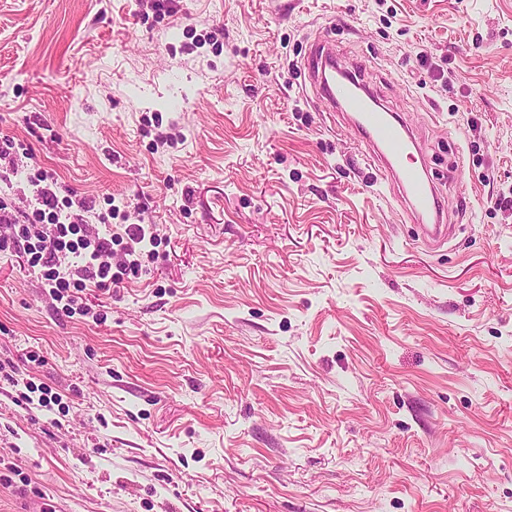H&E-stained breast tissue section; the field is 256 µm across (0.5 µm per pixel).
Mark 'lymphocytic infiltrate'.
<instances>
[{
  "label": "lymphocytic infiltrate",
  "instance_id": "f902f5d3",
  "mask_svg": "<svg viewBox=\"0 0 512 512\" xmlns=\"http://www.w3.org/2000/svg\"><path fill=\"white\" fill-rule=\"evenodd\" d=\"M91 210L90 202L60 199L50 183L38 189L32 211L0 200V251L27 253L31 267L48 282L52 298L70 314L87 284L106 287L115 281L112 240L87 224L84 215ZM66 252L74 257L67 266L61 261Z\"/></svg>",
  "mask_w": 512,
  "mask_h": 512
}]
</instances>
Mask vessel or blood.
Segmentation results:
<instances>
[{"mask_svg":"<svg viewBox=\"0 0 512 512\" xmlns=\"http://www.w3.org/2000/svg\"><path fill=\"white\" fill-rule=\"evenodd\" d=\"M310 66L315 91L332 109L350 114L354 127L371 149L381 179L397 186L422 239L430 244L446 241L448 227L439 193L425 165L414 159L420 147L407 124L369 88L359 86L354 73H337L332 52H316Z\"/></svg>","mask_w":512,"mask_h":512,"instance_id":"1","label":"vessel or blood"}]
</instances>
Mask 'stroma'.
Segmentation results:
<instances>
[{
	"instance_id": "35a3bbf8",
	"label": "stroma",
	"mask_w": 512,
	"mask_h": 512,
	"mask_svg": "<svg viewBox=\"0 0 512 512\" xmlns=\"http://www.w3.org/2000/svg\"><path fill=\"white\" fill-rule=\"evenodd\" d=\"M321 42L413 128L444 247ZM0 150L123 274L70 315L0 252V512H512V0H0ZM310 66L314 90L335 112L351 114V122L371 149L381 179L397 186L404 206L418 223L422 239L429 244L446 241L448 227L439 193L425 165H418L413 159L421 150L407 124L359 82L354 73L336 67L333 52L318 50ZM336 68L344 76L337 81L331 77L336 75Z\"/></svg>"
}]
</instances>
